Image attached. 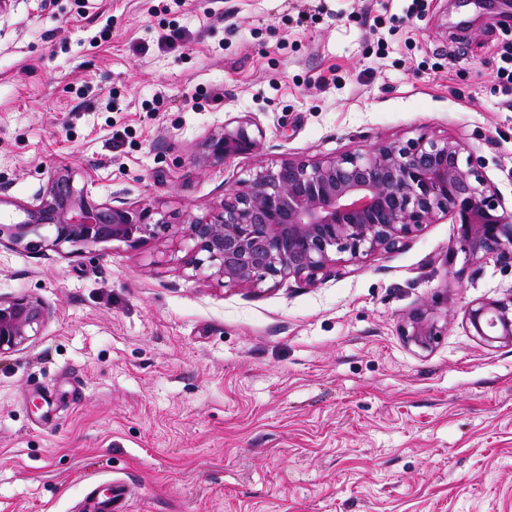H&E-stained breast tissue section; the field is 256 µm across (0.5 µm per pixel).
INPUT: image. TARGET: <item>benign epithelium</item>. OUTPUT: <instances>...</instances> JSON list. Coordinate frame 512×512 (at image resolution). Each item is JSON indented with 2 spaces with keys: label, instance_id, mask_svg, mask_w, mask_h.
Returning <instances> with one entry per match:
<instances>
[{
  "label": "benign epithelium",
  "instance_id": "benign-epithelium-1",
  "mask_svg": "<svg viewBox=\"0 0 512 512\" xmlns=\"http://www.w3.org/2000/svg\"><path fill=\"white\" fill-rule=\"evenodd\" d=\"M260 145L250 124L224 125L204 144L203 160L251 154ZM465 146L426 132L406 141L382 140L366 149L310 160H283L261 166L224 189L202 215L172 222V214L152 203L96 202L88 184L74 185L68 168L50 173L29 202L0 196L21 218L0 224L19 241L49 227L47 247L91 249L119 242L137 247L147 238L165 242L169 232L192 243L184 266L226 286L278 285L294 278L346 275L336 259L349 261L376 251H395L425 224L449 217L459 225L460 251L473 259L512 264V211L503 207L479 164ZM48 311L29 295L0 296V356L39 334ZM474 335L488 343L512 345V296L480 301L466 311ZM440 329L426 310L413 313L404 336L426 349Z\"/></svg>",
  "mask_w": 512,
  "mask_h": 512
}]
</instances>
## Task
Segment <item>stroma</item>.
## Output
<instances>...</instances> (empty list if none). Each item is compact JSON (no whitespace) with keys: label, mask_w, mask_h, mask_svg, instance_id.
Here are the masks:
<instances>
[{"label":"stroma","mask_w":512,"mask_h":512,"mask_svg":"<svg viewBox=\"0 0 512 512\" xmlns=\"http://www.w3.org/2000/svg\"><path fill=\"white\" fill-rule=\"evenodd\" d=\"M0 0V222L51 170L97 201L200 215L259 165L426 131L459 140L512 210V19L450 0ZM246 119L256 153L202 162ZM0 240V295L49 317L0 356V512H512V346L465 310L512 268L426 224L309 286L226 287L179 237L79 254ZM419 309L441 334L407 343Z\"/></svg>","instance_id":"stroma-1"}]
</instances>
